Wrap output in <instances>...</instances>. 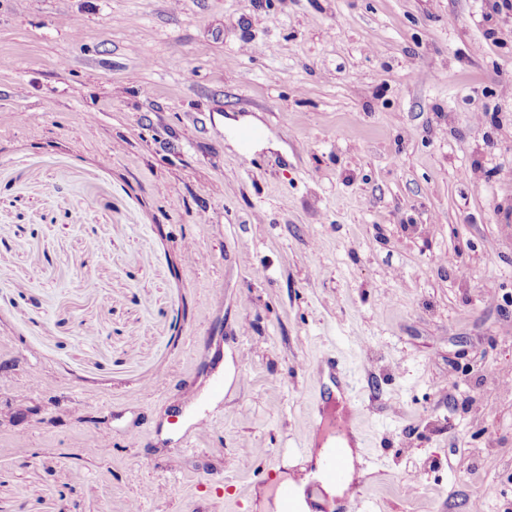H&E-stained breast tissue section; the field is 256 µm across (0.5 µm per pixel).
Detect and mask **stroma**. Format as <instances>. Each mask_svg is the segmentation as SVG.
I'll return each mask as SVG.
<instances>
[{
	"label": "stroma",
	"mask_w": 512,
	"mask_h": 512,
	"mask_svg": "<svg viewBox=\"0 0 512 512\" xmlns=\"http://www.w3.org/2000/svg\"><path fill=\"white\" fill-rule=\"evenodd\" d=\"M328 356L371 512H512V7L0 0V512H258ZM245 126L258 128L261 126V123L257 119L252 118L239 122L232 121L228 118L224 119V130H227L229 143L237 152L253 154L262 147L269 145L268 138L262 136L247 143H243L239 139L237 131Z\"/></svg>",
	"instance_id": "35a3bbf8"
}]
</instances>
